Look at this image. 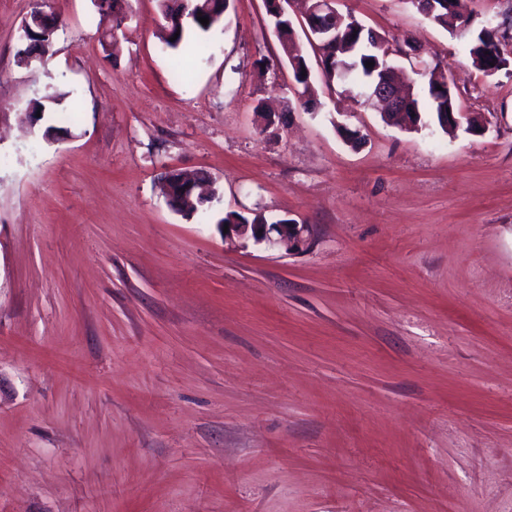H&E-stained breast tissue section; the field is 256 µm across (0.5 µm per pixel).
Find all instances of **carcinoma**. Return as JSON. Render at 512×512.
<instances>
[{"instance_id":"cac0c4a2","label":"carcinoma","mask_w":512,"mask_h":512,"mask_svg":"<svg viewBox=\"0 0 512 512\" xmlns=\"http://www.w3.org/2000/svg\"><path fill=\"white\" fill-rule=\"evenodd\" d=\"M158 2L162 17L166 22L168 38L166 44L172 49H177L184 43L186 35V29H181L176 25V18L183 10L184 5L181 0H158ZM214 2L215 0H193L191 8L195 16L209 18V24L206 26L197 20L194 21L192 26L196 30L207 33L223 20V12L229 8V2L226 0L222 8L212 6ZM269 23L282 52H291L287 61L293 70L295 81L303 86L300 104L301 107L307 109L313 103L310 69L306 57L296 45L293 23L286 15L279 19L272 16L269 18ZM433 23L449 32H458L462 35L469 32L468 28L449 19L446 9L435 13ZM367 34L368 30L364 29V25L354 17L351 22L339 30L335 45L318 46L322 52L324 71L328 78L331 79L336 74L344 73L348 76L359 75L372 81L379 75L381 56L385 53V48L382 45L376 46L370 43L367 40ZM506 37L505 33L480 30L472 38L469 49L472 65L480 71L491 69L500 71L507 68L509 59L502 49V39ZM53 46L54 38L48 37L42 30L36 29L28 38L25 51L29 55L35 52L46 55L52 52ZM368 62L373 63V66H366ZM454 87L455 81L448 80L444 74L440 75L438 79H431L428 82V93L431 100L428 111L434 114L438 122L441 121L440 113L457 110Z\"/></svg>"}]
</instances>
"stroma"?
<instances>
[{
  "label": "stroma",
  "mask_w": 512,
  "mask_h": 512,
  "mask_svg": "<svg viewBox=\"0 0 512 512\" xmlns=\"http://www.w3.org/2000/svg\"><path fill=\"white\" fill-rule=\"evenodd\" d=\"M33 4L0 0V512H512V70L410 0H337L484 126L405 130L325 80L302 0L308 111L264 0L176 50L157 0L115 31L47 0L24 68ZM172 169L216 197L174 211ZM230 212L312 244L224 239Z\"/></svg>",
  "instance_id": "stroma-1"
}]
</instances>
